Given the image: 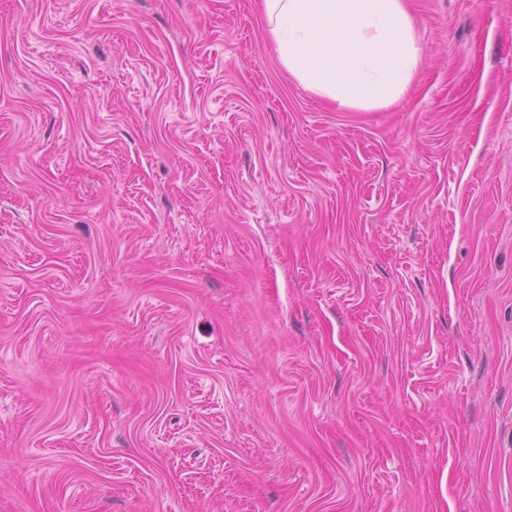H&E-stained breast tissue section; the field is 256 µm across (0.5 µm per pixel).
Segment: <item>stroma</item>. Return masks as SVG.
Returning <instances> with one entry per match:
<instances>
[{"label": "stroma", "mask_w": 512, "mask_h": 512, "mask_svg": "<svg viewBox=\"0 0 512 512\" xmlns=\"http://www.w3.org/2000/svg\"><path fill=\"white\" fill-rule=\"evenodd\" d=\"M341 112L258 0H0V512H512V0H409Z\"/></svg>", "instance_id": "1"}]
</instances>
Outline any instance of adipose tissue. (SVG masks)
<instances>
[{"label": "adipose tissue", "mask_w": 512, "mask_h": 512, "mask_svg": "<svg viewBox=\"0 0 512 512\" xmlns=\"http://www.w3.org/2000/svg\"><path fill=\"white\" fill-rule=\"evenodd\" d=\"M282 66L344 112L392 109L424 54L406 0H261Z\"/></svg>", "instance_id": "adipose-tissue-1"}]
</instances>
